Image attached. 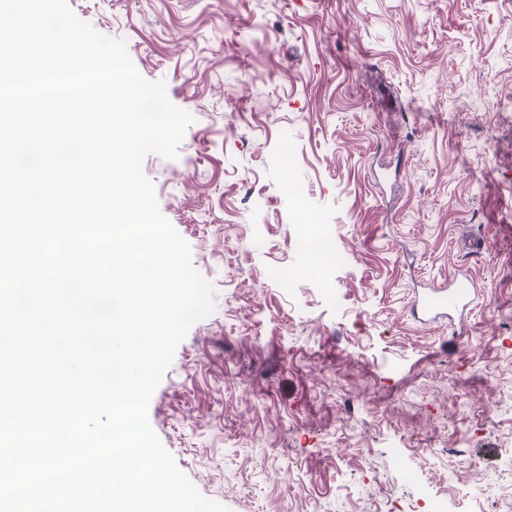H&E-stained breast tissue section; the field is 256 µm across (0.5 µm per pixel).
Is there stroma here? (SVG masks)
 Listing matches in <instances>:
<instances>
[{"instance_id":"obj_1","label":"stroma","mask_w":512,"mask_h":512,"mask_svg":"<svg viewBox=\"0 0 512 512\" xmlns=\"http://www.w3.org/2000/svg\"><path fill=\"white\" fill-rule=\"evenodd\" d=\"M69 4L194 118L143 169L216 290L148 409L199 491L512 512V0ZM456 279L467 318L413 309Z\"/></svg>"}]
</instances>
